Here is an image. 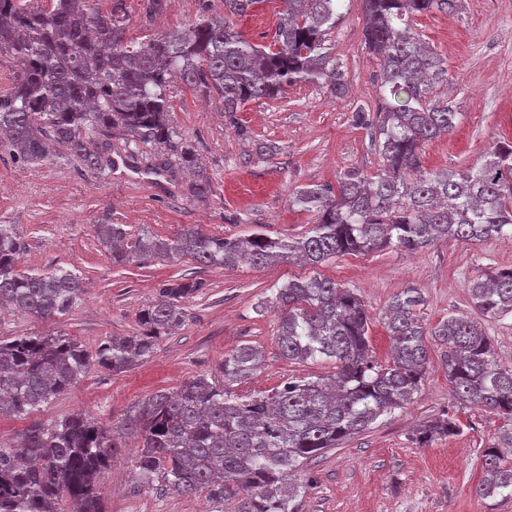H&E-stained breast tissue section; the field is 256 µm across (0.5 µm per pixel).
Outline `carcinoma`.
<instances>
[{"label":"carcinoma","instance_id":"obj_1","mask_svg":"<svg viewBox=\"0 0 512 512\" xmlns=\"http://www.w3.org/2000/svg\"><path fill=\"white\" fill-rule=\"evenodd\" d=\"M25 8L0 0V56L22 62V72L0 94V149L28 164H42L52 149L86 167L112 169V157L90 147L91 129L107 141L119 129L134 145L151 143L196 167L193 148L175 141L167 119L168 87L180 81L215 94L228 116L252 100L274 98L284 86L313 82L333 97L348 94L341 64L324 47L345 0H278L273 45L253 44L235 29L234 17L260 0H224V16L206 17L173 35L135 44L126 39L121 0L103 13L93 0H50ZM367 17L363 47L379 59L382 96L376 111L358 106L353 121L377 136L380 173L348 171L336 186L297 190L292 205L312 213V227L297 238L257 232L246 238L211 236L188 228L171 238L145 226L100 224L97 237L112 249V262L132 258L203 266L239 260L261 268L299 260L319 267L331 259L396 245L418 250L448 238L481 242L512 240V145L496 146L464 169L427 170L422 146L455 125L453 102L436 93L448 80V61L426 46L412 28L414 16L457 13L462 0H360ZM18 233L0 224V302L40 318L65 315L82 294L74 270L19 271ZM202 280H170L160 299L140 313L143 331L110 336L89 354L66 336H15L0 340V415L25 416L66 391L93 363L121 372L154 353L161 334L182 326L186 302L203 293ZM478 313L512 315V268L490 270L470 284ZM280 310L277 334L283 357L295 362L329 361L330 378L292 379L268 395L243 397L233 383L260 371L263 350L242 344L224 356L223 378L196 376L175 394L160 393L138 406L131 419L142 436L136 478L144 486L161 480L178 493L206 492L214 502L245 495L242 512H299L312 482L305 460L337 448L404 407L420 391L429 352L426 337L445 345L448 381L460 401L501 420L495 442L482 450L481 499L512 498V366L500 364L482 324L451 315L426 326L418 288L389 303L384 328L390 358L371 359L365 301L351 288L313 274L272 292ZM450 418L425 424L415 441L426 445L451 436ZM108 429L86 414L51 424L35 423L18 444L0 437V512H102L97 488L116 449Z\"/></svg>","mask_w":512,"mask_h":512}]
</instances>
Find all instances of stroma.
Listing matches in <instances>:
<instances>
[{"instance_id": "stroma-1", "label": "stroma", "mask_w": 512, "mask_h": 512, "mask_svg": "<svg viewBox=\"0 0 512 512\" xmlns=\"http://www.w3.org/2000/svg\"><path fill=\"white\" fill-rule=\"evenodd\" d=\"M277 0H259L237 29L250 42L273 39ZM224 0H166L161 12L146 16L143 0H124L122 16L131 41L185 30L201 16H222ZM412 26L448 61L442 95L460 112L455 127L423 147L428 169L480 164L497 143L512 142V0H463L448 15L415 16ZM365 15L359 0H347L343 15L325 37L332 57L346 73L350 93L332 98L321 86L294 83L273 99L249 102L227 117L221 99L172 83L168 120L179 141L192 144L210 192L194 196L195 176L176 155H161L151 144L127 158L128 136L112 134V170L100 173L78 159L54 156L30 165L0 151V224L15 225L20 269L45 271L58 265L76 269L81 299L69 313L36 318L15 310L0 314V338L61 334L87 350L109 336H134L140 311L172 279H201L202 295L186 304L184 326L161 336L147 362L121 373L93 365L48 405L25 416H1L0 435L20 436L33 423H49L83 412L119 435L99 484L105 512H240L241 503L216 510L205 493L184 495L168 488L139 486L134 461L137 442L129 426L135 406L158 392H175L187 379L221 377L225 353L249 342L261 346L260 372L238 381L237 394L271 391L295 378H327L332 363H294L276 343L278 310L265 306L275 286L310 276L309 267L280 263L256 269L247 263L204 267L190 259H152L121 265L101 245L100 224L147 226L170 236L196 226L205 233L234 237L265 231L273 238L304 234L314 221L293 207L294 191L335 184L348 170L376 173L377 144L369 131L351 122L353 106L377 107L380 67L362 46ZM272 150L261 157L260 147ZM512 267V241L465 243L454 239L410 251L389 246L368 254L345 255L319 268L322 276L363 296L371 318L369 340L378 359L390 348L383 314L401 290L421 289L423 319L432 326L448 315L476 316L471 281L492 269ZM429 364L413 403L380 417L372 428L340 448L308 463L314 482L301 512H512V499H479V456L494 438L499 421L489 411L460 404L443 362L445 347L428 341ZM452 417L461 431L426 446L415 443L419 425Z\"/></svg>"}]
</instances>
